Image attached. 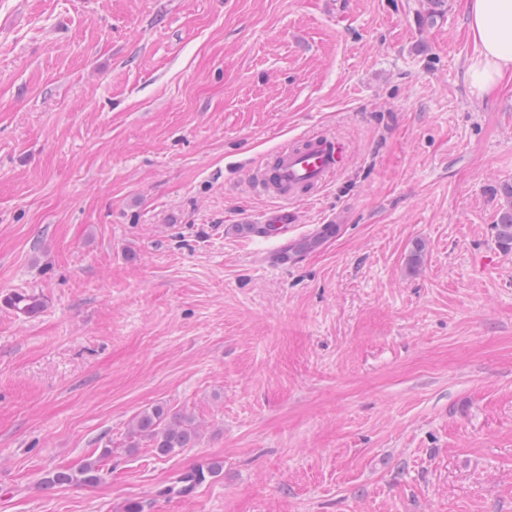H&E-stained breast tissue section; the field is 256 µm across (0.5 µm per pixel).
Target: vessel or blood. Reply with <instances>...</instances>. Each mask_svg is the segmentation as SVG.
Wrapping results in <instances>:
<instances>
[{
    "label": "vessel or blood",
    "mask_w": 512,
    "mask_h": 512,
    "mask_svg": "<svg viewBox=\"0 0 512 512\" xmlns=\"http://www.w3.org/2000/svg\"><path fill=\"white\" fill-rule=\"evenodd\" d=\"M346 159L343 141L314 133L286 143L255 168L252 183L256 189L283 204L267 218L273 226L267 239L282 238L297 221L296 214L285 209V201L317 193L342 169Z\"/></svg>",
    "instance_id": "obj_1"
}]
</instances>
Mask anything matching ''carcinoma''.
Here are the masks:
<instances>
[{
	"label": "carcinoma",
	"instance_id": "obj_1",
	"mask_svg": "<svg viewBox=\"0 0 512 512\" xmlns=\"http://www.w3.org/2000/svg\"><path fill=\"white\" fill-rule=\"evenodd\" d=\"M497 242L504 250H512V205L505 208L496 224ZM10 306L24 314H33L41 307V299L35 294H17L9 298ZM197 438L195 423L189 417L171 415L164 407L157 405L138 413L131 422L129 447H138L140 441L151 443L155 453L168 456L181 448L188 447ZM111 449L105 447L95 459L85 461L76 469H58L45 477L44 484L50 487L71 485H92L101 479L102 462L109 457ZM223 466L211 463L181 474L177 483L180 487L169 486L165 491L186 492L216 477Z\"/></svg>",
	"mask_w": 512,
	"mask_h": 512
}]
</instances>
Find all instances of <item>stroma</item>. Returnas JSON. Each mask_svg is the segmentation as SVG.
Instances as JSON below:
<instances>
[{"mask_svg": "<svg viewBox=\"0 0 512 512\" xmlns=\"http://www.w3.org/2000/svg\"><path fill=\"white\" fill-rule=\"evenodd\" d=\"M428 8L0 0V512H512V77L473 94L464 0ZM321 132L278 266L252 170ZM155 405L198 438L128 449ZM504 193L510 199V206L505 208L496 226V237L500 247L505 251L512 250V184H506ZM111 452L108 447L102 448L100 457L88 459L77 469H58L45 477L43 483L50 487L96 484L101 479V463ZM222 469V465L218 463H211L206 467V469L201 467L181 474L177 481H175L176 484H181V486L178 488V492L181 493L193 489L195 486L205 482L207 476H218V473H220Z\"/></svg>", "mask_w": 512, "mask_h": 512, "instance_id": "35a3bbf8", "label": "stroma"}]
</instances>
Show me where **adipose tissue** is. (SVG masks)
I'll list each match as a JSON object with an SVG mask.
<instances>
[{
	"instance_id": "obj_1",
	"label": "adipose tissue",
	"mask_w": 512,
	"mask_h": 512,
	"mask_svg": "<svg viewBox=\"0 0 512 512\" xmlns=\"http://www.w3.org/2000/svg\"><path fill=\"white\" fill-rule=\"evenodd\" d=\"M465 12L475 45L466 77L482 96L512 73V0H466Z\"/></svg>"
}]
</instances>
